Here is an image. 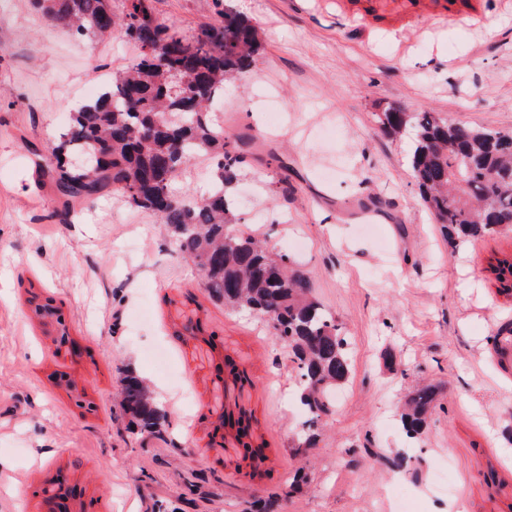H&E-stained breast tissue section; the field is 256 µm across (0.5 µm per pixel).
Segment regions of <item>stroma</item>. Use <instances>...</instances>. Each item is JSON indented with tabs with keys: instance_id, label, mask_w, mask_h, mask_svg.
<instances>
[{
	"instance_id": "1",
	"label": "stroma",
	"mask_w": 512,
	"mask_h": 512,
	"mask_svg": "<svg viewBox=\"0 0 512 512\" xmlns=\"http://www.w3.org/2000/svg\"><path fill=\"white\" fill-rule=\"evenodd\" d=\"M454 6L477 19L432 22L423 0L383 11L148 0L187 35L227 7L262 32L256 67L225 82L216 114L245 160L235 186L244 229L308 273L352 364L315 445L299 450L304 415L287 400L298 371L266 324L211 300L163 225L121 192L66 206L36 172L34 150L64 130L100 74L126 68L134 44L120 33L78 40L33 0H0V512H39L35 492L59 471L93 512H255L271 496L280 512H393L399 486L414 512H512V356L494 344L512 300L489 271L512 253V235L449 251L413 184V131L392 137L374 119L397 105L512 129V0ZM372 196L385 209L374 218L356 206ZM33 291L62 307L81 358L58 353L26 314ZM190 319L215 346L186 333ZM389 350L405 374L386 368ZM226 354L249 377L236 394L266 444L255 476L232 443L210 445ZM56 372L85 386L96 413L81 415ZM130 373L163 406V437H137L123 410ZM428 383L438 405L421 437L407 438L399 406ZM398 453L415 475L392 471ZM443 461L448 496L431 483Z\"/></svg>"
}]
</instances>
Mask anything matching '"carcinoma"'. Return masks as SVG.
Instances as JSON below:
<instances>
[{
	"mask_svg": "<svg viewBox=\"0 0 512 512\" xmlns=\"http://www.w3.org/2000/svg\"><path fill=\"white\" fill-rule=\"evenodd\" d=\"M128 2L118 16L112 0H36L76 36L102 39L121 29L138 47L121 73L77 106L39 155L38 170L67 205L122 191L132 207L166 226L177 255L198 268L210 298L261 318L299 370L306 430L297 447L308 448L330 412V392L350 378L349 342L313 297L305 272L266 240L233 230L242 220L232 190L243 155L224 138L212 110L224 96V81L255 66L263 49L259 29L226 9L219 24L187 36L154 18L146 0ZM376 122L392 136L415 129L414 182L450 249L512 232V129L472 127L398 106L377 113ZM199 155L215 162L212 188L200 196L176 193L174 181ZM490 272L497 292L512 299V255L496 259ZM220 368L234 385L247 380L228 355ZM436 401L432 386L410 395L399 415L409 437L420 434ZM121 404L138 421L140 436H161L165 416L143 380L126 376ZM221 425L235 430L242 460L259 467L266 445L255 434L252 413L227 412Z\"/></svg>",
	"mask_w": 512,
	"mask_h": 512,
	"instance_id": "1",
	"label": "carcinoma"
}]
</instances>
